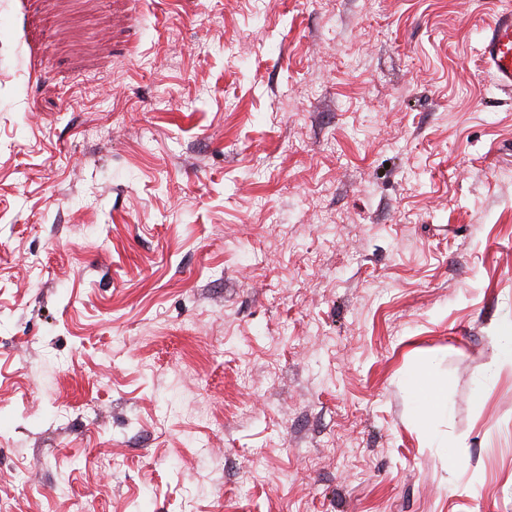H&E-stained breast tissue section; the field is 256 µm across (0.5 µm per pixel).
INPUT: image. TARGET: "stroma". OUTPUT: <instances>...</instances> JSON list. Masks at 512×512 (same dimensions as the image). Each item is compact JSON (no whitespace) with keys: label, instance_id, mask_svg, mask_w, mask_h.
Here are the masks:
<instances>
[{"label":"stroma","instance_id":"35a3bbf8","mask_svg":"<svg viewBox=\"0 0 512 512\" xmlns=\"http://www.w3.org/2000/svg\"><path fill=\"white\" fill-rule=\"evenodd\" d=\"M507 9L0 0V512H512ZM485 71L492 74L500 90L512 92V13L501 12L489 27L482 49ZM439 390V383L436 382L429 373H427L423 386L415 391L423 401L422 414L420 417L421 422L428 414H431L435 410L441 408L438 401Z\"/></svg>","mask_w":512,"mask_h":512}]
</instances>
